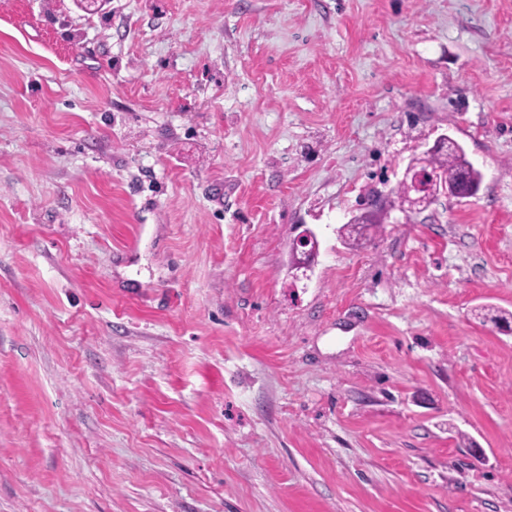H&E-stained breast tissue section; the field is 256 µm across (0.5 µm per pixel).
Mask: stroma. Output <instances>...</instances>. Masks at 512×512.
<instances>
[{"instance_id": "1", "label": "stroma", "mask_w": 512, "mask_h": 512, "mask_svg": "<svg viewBox=\"0 0 512 512\" xmlns=\"http://www.w3.org/2000/svg\"><path fill=\"white\" fill-rule=\"evenodd\" d=\"M444 134L477 194L402 210ZM481 305L512 0H0V512H512ZM317 250L318 242L315 235L310 230L304 229L295 239V251L300 252L301 255L296 264V278L300 276L298 272H301L303 278H308L307 272L311 270Z\"/></svg>"}]
</instances>
